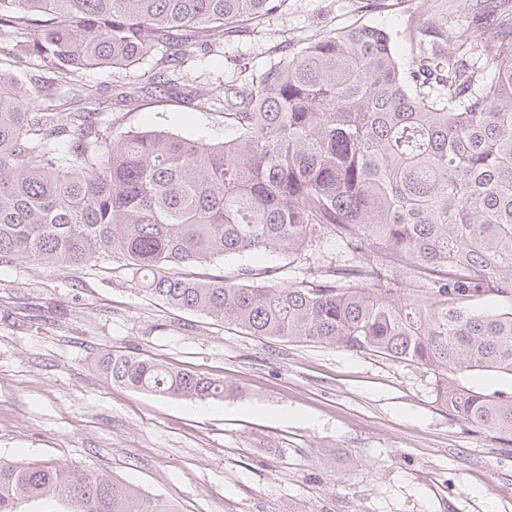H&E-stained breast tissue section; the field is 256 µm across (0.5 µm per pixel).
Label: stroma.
<instances>
[{"label":"stroma","instance_id":"35a3bbf8","mask_svg":"<svg viewBox=\"0 0 512 512\" xmlns=\"http://www.w3.org/2000/svg\"><path fill=\"white\" fill-rule=\"evenodd\" d=\"M412 13L443 15L452 30L476 20L471 0H288L219 50L193 45L181 70L200 88L233 81L274 63L279 42L359 25L388 32L403 56ZM154 63L93 69L83 80L107 98L117 84L147 83ZM104 119L117 134L231 135L203 96L191 106L150 99ZM336 252L319 238L289 260L247 254L191 273L280 266L302 278ZM105 351L155 358L240 395L190 401L127 390L96 370ZM0 457L90 466L178 512H512V437L450 416L432 374L376 354L260 339L173 309L113 261L0 262Z\"/></svg>","mask_w":512,"mask_h":512}]
</instances>
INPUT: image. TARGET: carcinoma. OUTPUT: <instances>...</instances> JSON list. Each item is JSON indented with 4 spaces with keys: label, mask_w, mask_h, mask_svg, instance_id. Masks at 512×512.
<instances>
[{
    "label": "carcinoma",
    "mask_w": 512,
    "mask_h": 512,
    "mask_svg": "<svg viewBox=\"0 0 512 512\" xmlns=\"http://www.w3.org/2000/svg\"><path fill=\"white\" fill-rule=\"evenodd\" d=\"M288 0H0V262L56 268L117 259L157 300L252 336L372 352L432 373L460 422L512 436V9L498 32L412 16L406 69L376 27L277 45L279 61L208 88L233 137L109 136L76 77L157 56L159 91L199 97L186 47L252 32ZM454 51L448 52V40ZM481 45L483 63L469 61ZM40 61L29 85L18 70ZM65 88L61 97L47 89ZM327 237L343 256L312 279L240 266ZM112 383L164 398L238 388L134 354ZM174 512L91 467L0 459V512Z\"/></svg>",
    "instance_id": "carcinoma-1"
}]
</instances>
